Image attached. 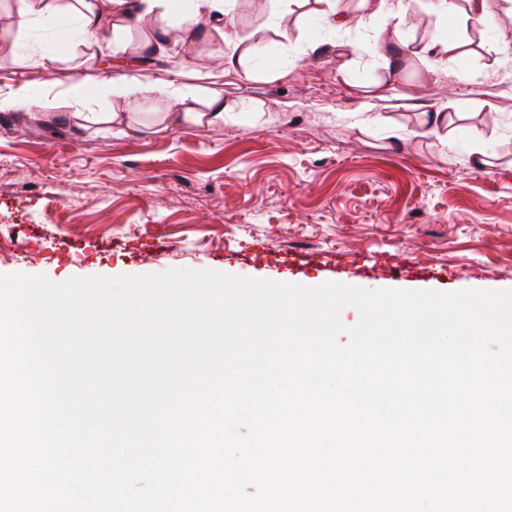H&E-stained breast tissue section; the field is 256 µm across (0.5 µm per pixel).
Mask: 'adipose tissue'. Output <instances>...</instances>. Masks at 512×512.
<instances>
[{
	"instance_id": "1",
	"label": "adipose tissue",
	"mask_w": 512,
	"mask_h": 512,
	"mask_svg": "<svg viewBox=\"0 0 512 512\" xmlns=\"http://www.w3.org/2000/svg\"><path fill=\"white\" fill-rule=\"evenodd\" d=\"M11 4L17 30H26L38 18H72L85 33V45L90 50L96 45L95 35L100 29L111 28L120 44L135 27L143 33L139 51L152 52L167 35L165 20L175 16L171 0H11ZM158 91L170 100L172 109L157 113V124L223 125L228 108L220 95L169 82L159 84Z\"/></svg>"
}]
</instances>
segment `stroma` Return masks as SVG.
<instances>
[{
    "label": "stroma",
    "instance_id": "35a3bbf8",
    "mask_svg": "<svg viewBox=\"0 0 512 512\" xmlns=\"http://www.w3.org/2000/svg\"><path fill=\"white\" fill-rule=\"evenodd\" d=\"M405 40L445 26L434 0H401ZM228 30L260 40L268 77L223 67L216 34L193 47L165 42L140 55L104 32L88 55L78 24L48 18L0 40V95L26 85L65 99L97 82L87 106L111 111L101 81L136 78L146 130L78 133L36 107L0 113V226L17 257L0 276L72 277L215 270L313 287L512 289V29L506 0H487L484 26L457 25L466 56L437 72L416 60L383 90L373 80L392 41L387 12L359 0H224ZM362 17L334 26L333 11ZM56 53L54 63L42 55ZM216 91L234 106L224 123L153 125L164 111L155 84ZM457 115L430 134L421 110ZM487 163L477 166L476 152Z\"/></svg>",
    "mask_w": 512,
    "mask_h": 512
}]
</instances>
